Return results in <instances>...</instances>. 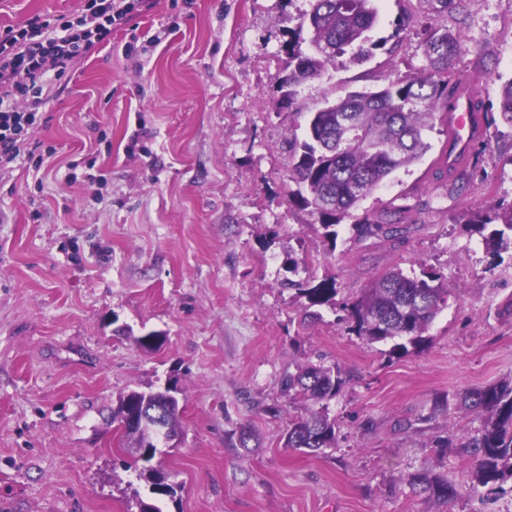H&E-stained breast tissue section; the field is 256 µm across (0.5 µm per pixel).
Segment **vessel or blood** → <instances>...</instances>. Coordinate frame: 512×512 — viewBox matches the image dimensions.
I'll list each match as a JSON object with an SVG mask.
<instances>
[{"label":"vessel or blood","mask_w":512,"mask_h":512,"mask_svg":"<svg viewBox=\"0 0 512 512\" xmlns=\"http://www.w3.org/2000/svg\"><path fill=\"white\" fill-rule=\"evenodd\" d=\"M473 84V77L461 79L448 111V138L439 163L451 169L469 163L482 135L483 115L473 107Z\"/></svg>","instance_id":"b4317fda"}]
</instances>
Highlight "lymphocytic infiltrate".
Here are the masks:
<instances>
[{
  "label": "lymphocytic infiltrate",
  "mask_w": 512,
  "mask_h": 512,
  "mask_svg": "<svg viewBox=\"0 0 512 512\" xmlns=\"http://www.w3.org/2000/svg\"><path fill=\"white\" fill-rule=\"evenodd\" d=\"M152 6L153 0H84L78 13L35 16L0 30V172L41 150L33 129L47 75H63L69 63L93 55L113 30Z\"/></svg>",
  "instance_id": "f902f5d3"
}]
</instances>
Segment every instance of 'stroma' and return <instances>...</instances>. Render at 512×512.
Listing matches in <instances>:
<instances>
[{
    "mask_svg": "<svg viewBox=\"0 0 512 512\" xmlns=\"http://www.w3.org/2000/svg\"><path fill=\"white\" fill-rule=\"evenodd\" d=\"M367 60L344 55L284 104L285 48L309 0H155L136 31L50 79L41 166L0 176V512H512V493L470 495L460 444L480 420L470 390L512 378V254L487 250L471 224L512 207V127L486 123L466 167L434 177L447 130L356 210L401 199L404 239L358 241L351 220L328 241L291 194L288 139L349 89L373 91L422 68L428 25L461 35L450 77L472 74L488 115L512 77V0H466L435 15L373 0ZM81 0H0V28L72 14ZM407 29L396 33L398 20ZM137 40L140 49L125 55ZM466 192L456 193L455 185ZM436 268L453 294L426 345L389 357L350 329L343 304L393 266ZM335 278V304L305 315L287 280ZM161 333L146 349L137 337ZM345 378L328 403L336 445L285 447L290 421L317 410L281 380L306 364ZM173 388L178 447L124 468L112 410L131 390ZM444 408H436L438 400ZM249 429L250 449L238 434ZM454 434V448L436 447ZM427 469L457 484L439 504L411 493ZM174 497L155 498L150 472Z\"/></svg>",
    "mask_w": 512,
    "mask_h": 512,
    "instance_id": "obj_1",
    "label": "stroma"
}]
</instances>
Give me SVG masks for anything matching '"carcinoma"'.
<instances>
[{
	"instance_id": "cac0c4a2",
	"label": "carcinoma",
	"mask_w": 512,
	"mask_h": 512,
	"mask_svg": "<svg viewBox=\"0 0 512 512\" xmlns=\"http://www.w3.org/2000/svg\"><path fill=\"white\" fill-rule=\"evenodd\" d=\"M438 15L456 12L466 0H422ZM377 21L372 0H311V9L301 16L299 30L308 38L288 41V74L285 97L293 100L296 87L321 74L336 59L353 50L359 59L368 55L364 44ZM308 43V49L302 43ZM461 47L460 35L446 27L431 26L425 31L424 58L419 70L397 76L376 91L350 90L311 113L307 139L288 141L291 172L301 189L292 202L311 210L324 229V236L336 242V225L374 193L397 170L419 161L433 149L427 132L436 122H445L448 80L442 73L450 67ZM500 121L512 127V77L501 83ZM412 206L383 209L353 224L357 240L403 236V215ZM485 245L512 251V211L500 228L483 237ZM298 291L307 308L332 304L337 295L336 280L288 281ZM451 290L437 270L424 269L410 277L394 266L376 277L356 301L346 306L351 330L368 343L398 340L391 355L401 356L409 348L423 346L425 333L448 306ZM345 384L340 369L322 364L301 366L282 380L288 399L302 397L322 404L320 410L298 416L288 426L285 446L309 455L336 447V420L329 417L326 402L336 398ZM153 392L130 390L121 395L112 412V421L122 422L130 412L151 406ZM461 403L478 414L481 427L464 443L466 454L475 462L469 492L489 496L512 482V380L488 384L461 397ZM165 423L170 432H181L179 403L169 398ZM130 453L151 457L158 442L153 426L142 420L121 427ZM411 492L446 503L460 491L440 474L416 471L407 476Z\"/></svg>"
}]
</instances>
